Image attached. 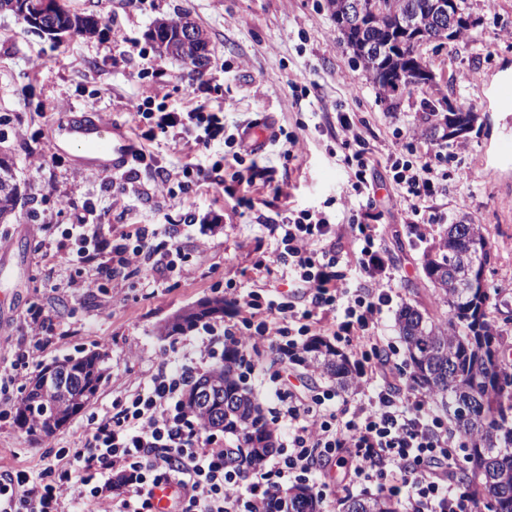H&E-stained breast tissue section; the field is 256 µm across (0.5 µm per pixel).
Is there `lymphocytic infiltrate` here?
<instances>
[{
  "label": "lymphocytic infiltrate",
  "mask_w": 512,
  "mask_h": 512,
  "mask_svg": "<svg viewBox=\"0 0 512 512\" xmlns=\"http://www.w3.org/2000/svg\"><path fill=\"white\" fill-rule=\"evenodd\" d=\"M134 112L154 136L186 134L206 149L222 135L234 162L255 154L251 127L228 136L214 115L153 112L139 105ZM337 123L342 146H358L339 159L346 179L336 198L351 213L348 223L322 210L291 205L275 221L253 214L254 222L278 242L258 257L255 268L268 274L287 268L291 297L266 298L257 289L232 293L229 304L246 313L244 329L221 332L214 324L202 325L194 344L196 361L175 365L164 360L140 392L92 421L82 447L62 449L67 466L50 465L35 475L22 470L0 475V496L12 500V512H61L66 501L78 512L93 502L108 503L112 512H156L154 490L169 483L181 490L176 512H266L272 496L291 484H311L322 501L334 498L338 486L314 484L310 477L342 452L353 461L348 484L377 483L400 501L403 512H473L467 491L447 475L455 463L454 434L431 412L423 394L396 391L382 382L379 327L392 294L370 226L376 218L371 159L350 117L338 114ZM390 161L400 222L419 236L427 234L429 225L447 223L445 213L423 210L424 203L445 190L448 173L439 154L394 155ZM193 225L189 216L180 224L138 228L119 237L85 219L61 230L53 224L37 230L43 242L54 245L67 271L59 288L98 286L117 294L131 278L156 287L171 275H190L185 241L192 238ZM349 228L359 231L362 241L354 286L337 269L338 246ZM319 328L356 354L351 383L306 399L293 392L288 378H274L275 422L287 430L285 444L249 472L225 466L223 440L184 406L191 378L212 360L223 359L231 345L247 355L283 340L286 356L295 359L303 349L302 337Z\"/></svg>",
  "instance_id": "1"
}]
</instances>
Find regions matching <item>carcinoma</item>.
I'll return each mask as SVG.
<instances>
[{
    "instance_id": "obj_1",
    "label": "carcinoma",
    "mask_w": 512,
    "mask_h": 512,
    "mask_svg": "<svg viewBox=\"0 0 512 512\" xmlns=\"http://www.w3.org/2000/svg\"><path fill=\"white\" fill-rule=\"evenodd\" d=\"M426 2L392 0L384 6H395L403 16L420 15L428 21L433 39H448L438 22L424 13ZM72 17L75 33L98 31L99 20L94 15L74 12ZM182 22L181 18L157 21L152 38L165 53L183 61L184 53L177 45ZM397 35L398 27L387 13L379 14L371 28L342 34L353 47L374 42V48L355 52V58L386 97L397 92L399 77L425 70L416 49L390 42ZM13 195L11 166L0 159L1 224L14 213ZM453 226L455 233L431 237L423 251L425 277L445 311L433 316L407 304L398 314L396 328L407 346L413 385L431 396L434 406L452 412V429L464 439L471 467L460 480L472 495L475 512H512V364L505 361L504 336L491 317L495 298L487 288L463 287L455 276L467 263L474 267L475 278H480L491 262L493 247L483 225L467 216L457 218ZM222 313L224 299H216L204 311L176 316L161 327V335L182 334L202 319ZM237 358V349L224 350V363L188 389L185 403L207 427L235 438L226 458L246 471L276 449L278 436L244 387L235 367ZM304 360L340 387L348 385L355 371L347 354L322 336L307 341ZM105 363L106 354L99 351L56 360L51 372L39 374L18 402L15 423L32 436L50 437L95 396L106 375ZM281 499L286 512H320L319 501L304 486L289 488ZM336 512L400 510L398 502L388 496H346L336 501Z\"/></svg>"
}]
</instances>
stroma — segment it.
<instances>
[{"instance_id": "1", "label": "stroma", "mask_w": 512, "mask_h": 512, "mask_svg": "<svg viewBox=\"0 0 512 512\" xmlns=\"http://www.w3.org/2000/svg\"><path fill=\"white\" fill-rule=\"evenodd\" d=\"M66 3L73 11L95 15L98 33L57 41L13 13L0 12V157L12 158L23 195L9 223H0V371L11 368L14 347L22 339L20 320L33 303L49 310L53 339L37 349L25 378L53 360L98 349L108 354V370L89 405L44 441L15 423L22 392L12 389L8 402L0 405V473H35L60 449L81 447L93 418L111 411L113 401L141 390L164 357H189L194 331L164 337L160 327L187 308L223 296L227 281L252 279L254 247L274 249V239L252 223L251 209L241 197L272 216L287 202L319 209L335 196L344 180L336 157L340 112L364 127L373 149L380 205L372 229L395 293L382 328L397 346L399 388L410 386L411 369L396 330L398 313L407 304L431 313L436 307L422 269L423 249L410 246L406 227L386 207L393 193L386 164L391 154L426 150L429 137L410 144L397 138L396 130L404 125L425 129L431 108L439 104L474 112L477 120L463 138L442 140L448 181L432 208L485 225L496 257L484 280L496 294L493 318L512 340V161L503 162L497 154L500 139L512 136V112L499 111L488 89L496 74L512 73V0H468L474 39L421 45L418 53L432 81L388 100L356 63L326 0ZM185 13L208 34L209 63L200 73L159 51L150 37L156 21ZM117 31L125 35V44L114 43ZM35 58L40 61L36 67L31 64ZM463 71L472 82L459 83ZM295 92L303 100L292 108L288 100ZM144 100L156 111L218 113L228 134L249 123L271 128L280 141L267 143L257 160L273 167L290 199L275 198L259 183L243 189L240 181L248 172L236 163L224 164L213 181H192L158 195L147 173L113 180L74 156L51 155L50 137L64 113L94 106L132 137L138 121L130 104ZM286 136L299 140L292 160L283 156ZM144 149L159 166L177 170L187 163L221 161L225 147L219 138L201 150L178 137L165 144L145 142ZM90 209L116 234L139 225L178 224L193 215L209 227L202 251L191 257L194 273L156 289L135 280L112 299L95 288L74 294L48 289L57 266L52 256L42 255L35 224H73Z\"/></svg>"}]
</instances>
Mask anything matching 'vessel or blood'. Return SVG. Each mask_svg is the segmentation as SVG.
Returning a JSON list of instances; mask_svg holds the SVG:
<instances>
[{"mask_svg": "<svg viewBox=\"0 0 512 512\" xmlns=\"http://www.w3.org/2000/svg\"><path fill=\"white\" fill-rule=\"evenodd\" d=\"M494 104L512 110V76L498 77L492 87ZM131 141L119 135L111 121L96 110L83 108L69 114L58 125V133L49 142L51 153L77 150L84 161L104 175L122 169L130 158Z\"/></svg>", "mask_w": 512, "mask_h": 512, "instance_id": "1", "label": "vessel or blood"}]
</instances>
